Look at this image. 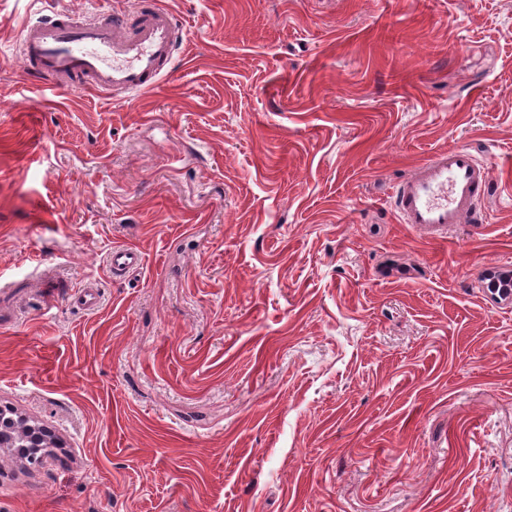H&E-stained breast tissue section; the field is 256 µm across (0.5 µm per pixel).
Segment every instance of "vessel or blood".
<instances>
[{"mask_svg": "<svg viewBox=\"0 0 512 512\" xmlns=\"http://www.w3.org/2000/svg\"><path fill=\"white\" fill-rule=\"evenodd\" d=\"M182 31L157 0H141L129 12L100 11L86 20L63 12L28 21L22 30V60L30 81L51 82L72 91L139 93L169 72ZM491 192L490 171L466 147L437 152L401 179L394 205L402 223L447 228L485 220L481 204ZM110 267L139 266L140 253L116 248Z\"/></svg>", "mask_w": 512, "mask_h": 512, "instance_id": "obj_1", "label": "vessel or blood"}]
</instances>
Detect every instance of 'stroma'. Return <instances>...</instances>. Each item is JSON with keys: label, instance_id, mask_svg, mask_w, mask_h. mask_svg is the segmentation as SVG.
Returning a JSON list of instances; mask_svg holds the SVG:
<instances>
[{"label": "stroma", "instance_id": "1", "mask_svg": "<svg viewBox=\"0 0 512 512\" xmlns=\"http://www.w3.org/2000/svg\"><path fill=\"white\" fill-rule=\"evenodd\" d=\"M160 4L184 53L107 96L0 0V406L62 442L0 512H512V0ZM460 145L484 223H401ZM108 262L113 271H125L139 266L142 263V257L136 251L116 248L109 253Z\"/></svg>", "mask_w": 512, "mask_h": 512}]
</instances>
